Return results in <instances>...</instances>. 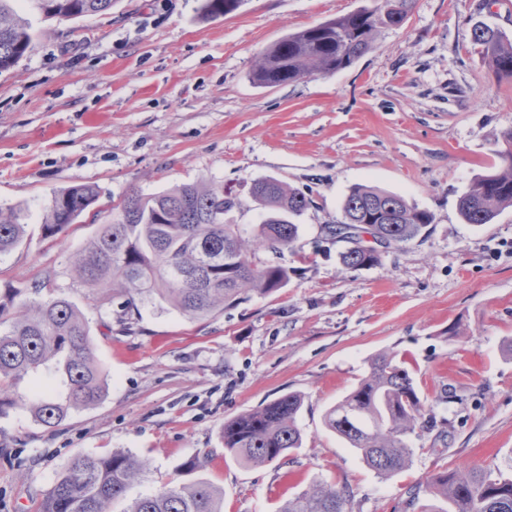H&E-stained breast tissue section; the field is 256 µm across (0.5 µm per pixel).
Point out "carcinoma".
<instances>
[{
  "instance_id": "cac0c4a2",
  "label": "carcinoma",
  "mask_w": 512,
  "mask_h": 512,
  "mask_svg": "<svg viewBox=\"0 0 512 512\" xmlns=\"http://www.w3.org/2000/svg\"><path fill=\"white\" fill-rule=\"evenodd\" d=\"M14 0H0V72L13 67L33 47L27 19L19 16ZM45 18L78 19L107 12L112 0H29ZM416 0H379L346 15L328 19L282 37L265 50L251 72L259 87L297 82L311 75H330L353 65L368 53L383 28L401 25ZM240 0H203L201 14L216 19L238 8ZM498 77L512 78V42L484 22L472 29ZM511 149L500 153L501 163L482 175L458 200L467 224H489L512 207V130L503 133ZM92 184L65 188L55 194L43 219L44 237L55 238L99 199ZM252 196L264 209L258 236L274 251L291 248L299 225L291 218L309 205L302 193L276 179L253 184ZM234 199L216 183H187L145 196L129 192L111 221L96 234L74 261L76 282L112 291L124 298L119 321L136 302L163 301L189 317H206L235 304L249 292L266 294L288 284V268L258 266L237 225L224 223ZM344 223L356 231L338 238L336 225L324 233L345 244L341 264L348 269L377 264L380 251L360 235L370 234L384 248H400L433 223V215L409 204L398 194L374 187H353L343 202ZM27 209L0 206V253L24 240ZM12 290L0 300V316L16 305L9 325L0 319V414L21 404L39 424L52 428L73 412L96 405L105 387L103 371L90 341L83 313L65 297L44 301L16 298ZM6 329H1V326ZM52 371L64 392L40 393L28 399L7 393L31 373ZM304 397L289 392L224 422V449L236 461L260 467L290 455L302 446L298 417ZM325 424L354 449L364 463L382 477L406 469L413 454L408 436L426 426L424 407L415 380L404 362L391 354L378 355L356 388L331 407ZM209 453H197L183 462L178 479L135 500L126 512H223L221 494L208 482L194 478ZM143 464L133 455L116 451L109 456L76 455L62 467L48 491L41 512H110L124 498ZM490 469H445L432 476L425 491L441 502L426 512H512V479L488 484ZM281 512H353V495L344 483H322L288 500Z\"/></svg>"
}]
</instances>
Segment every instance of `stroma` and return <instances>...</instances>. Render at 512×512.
Instances as JSON below:
<instances>
[{"label": "stroma", "mask_w": 512, "mask_h": 512, "mask_svg": "<svg viewBox=\"0 0 512 512\" xmlns=\"http://www.w3.org/2000/svg\"><path fill=\"white\" fill-rule=\"evenodd\" d=\"M374 0H242L202 20L200 0H112L110 11L47 20L28 0L34 48L0 73V205L28 211L27 236L0 255V293L43 283L86 315L106 373L94 407L55 428L27 409L0 415V512H39L77 454L134 455L144 470L112 512L169 483L199 450L198 473L224 512H279L317 482L347 484L354 512H421L445 468L500 467L512 476V207L468 224L457 200L495 170L512 129V79L496 77L471 38L475 23L512 38V0H416L350 68L274 88L249 73L284 35ZM310 198L293 248L259 243L254 180ZM200 181L238 200L224 215L252 260L290 272L286 287L249 293L204 319L166 303L118 322L119 301L73 283L71 264L114 206ZM96 185L100 197L58 238L41 223L55 192ZM368 185L429 211L426 236L343 267L324 227L343 220L351 187ZM396 354L412 373L428 426L410 435L408 468L383 478L325 415ZM302 394L301 448L288 463L246 467L224 450L227 419ZM419 490V504L406 505Z\"/></svg>", "instance_id": "35a3bbf8"}]
</instances>
